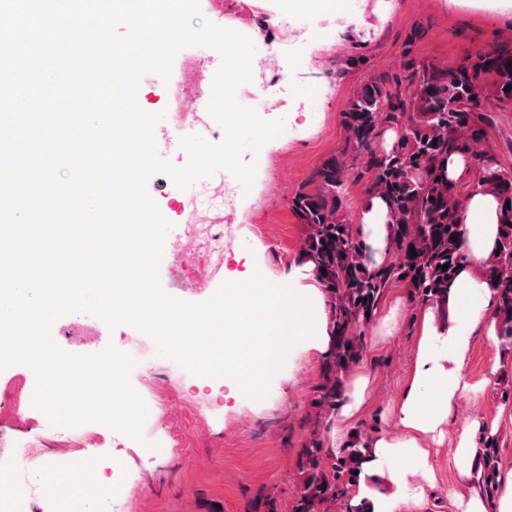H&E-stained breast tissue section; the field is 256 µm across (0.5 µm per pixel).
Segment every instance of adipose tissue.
Instances as JSON below:
<instances>
[{
    "mask_svg": "<svg viewBox=\"0 0 512 512\" xmlns=\"http://www.w3.org/2000/svg\"><path fill=\"white\" fill-rule=\"evenodd\" d=\"M463 209L469 220L464 227L467 261L448 286V316L422 315L416 355L395 414L399 433L377 437L370 445L357 495L370 500L372 512H396L405 502L414 476L405 460L426 459L420 436L436 432L449 420L468 387L465 366L476 332L495 329L496 293L485 264L497 247L498 203L492 194L473 190L464 196ZM360 214V231L375 260H383L389 238L386 206L369 196L362 200ZM428 386L440 391L430 402L423 396Z\"/></svg>",
    "mask_w": 512,
    "mask_h": 512,
    "instance_id": "adipose-tissue-1",
    "label": "adipose tissue"
}]
</instances>
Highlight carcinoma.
<instances>
[{
	"label": "carcinoma",
	"mask_w": 512,
	"mask_h": 512,
	"mask_svg": "<svg viewBox=\"0 0 512 512\" xmlns=\"http://www.w3.org/2000/svg\"><path fill=\"white\" fill-rule=\"evenodd\" d=\"M405 98L379 76L361 86L343 112L347 157L318 167L313 188L297 191L289 206L305 226L303 258L313 265L330 312V346L315 386V423L336 414L347 376L367 349L366 331L388 289L400 285L410 299L448 314V284L467 256L462 248V199L475 187L499 202L498 243L486 263L496 292L495 317L502 350L512 353V169L487 151L494 112L512 107V43L480 49L450 70L432 61L408 62ZM485 79L486 105H473L474 83ZM395 133L390 147L387 132ZM480 160L469 178L453 181L443 170L448 156ZM387 204L391 227L388 256L380 263L352 224L348 195L352 179ZM415 252H410V249ZM447 270H442L443 265ZM372 436L365 425L337 448H325L312 429L298 452L300 480L294 512H371L354 500ZM473 476L489 498L500 488L497 436L480 439Z\"/></svg>",
	"instance_id": "cac0c4a2"
}]
</instances>
